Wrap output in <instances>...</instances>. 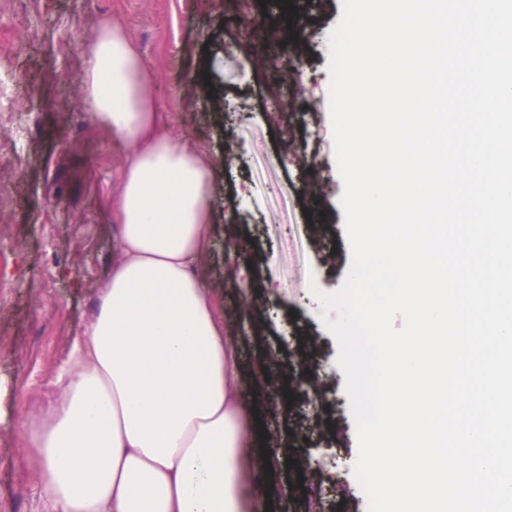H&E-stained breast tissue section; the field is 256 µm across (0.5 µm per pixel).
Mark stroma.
Wrapping results in <instances>:
<instances>
[{"instance_id":"1","label":"stroma","mask_w":512,"mask_h":512,"mask_svg":"<svg viewBox=\"0 0 512 512\" xmlns=\"http://www.w3.org/2000/svg\"><path fill=\"white\" fill-rule=\"evenodd\" d=\"M292 3L293 16L275 0H0L1 77L14 114L0 126V380L10 385L0 394V512H38L18 422L47 406L112 270L110 203L127 148L91 123L81 55L112 22L144 57L172 130L231 156L215 170L203 277L225 333L240 340L241 413L277 429L282 459L263 478L271 512H366L336 340L309 292L313 283L338 289L350 265L328 109L327 35L341 0ZM286 21L307 34L302 54H284L265 34ZM225 101L237 120H225ZM229 241L241 250L236 270L224 261ZM243 272L253 282L246 299ZM262 363L264 381L254 376ZM285 379L292 395L279 390Z\"/></svg>"}]
</instances>
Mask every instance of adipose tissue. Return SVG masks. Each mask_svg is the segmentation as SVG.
<instances>
[{
  "label": "adipose tissue",
  "instance_id": "obj_1",
  "mask_svg": "<svg viewBox=\"0 0 512 512\" xmlns=\"http://www.w3.org/2000/svg\"><path fill=\"white\" fill-rule=\"evenodd\" d=\"M86 55L92 119L129 156L112 199V272L53 402L20 421L41 512H265L240 489L277 455L242 419L236 345L199 273L215 161L171 133L122 27L101 26Z\"/></svg>",
  "mask_w": 512,
  "mask_h": 512
}]
</instances>
